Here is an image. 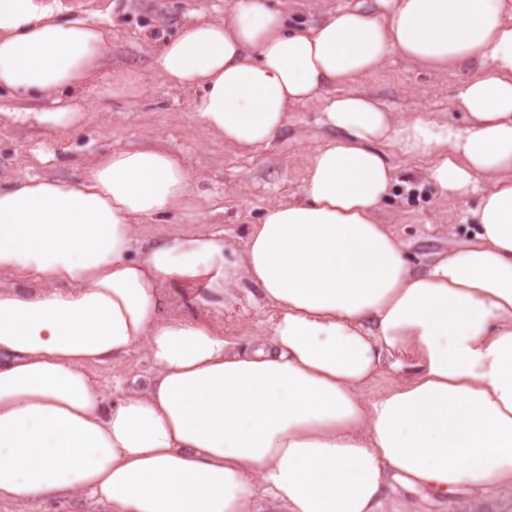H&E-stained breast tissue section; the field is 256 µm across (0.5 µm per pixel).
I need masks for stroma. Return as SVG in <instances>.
I'll return each mask as SVG.
<instances>
[{
  "label": "stroma",
  "instance_id": "obj_1",
  "mask_svg": "<svg viewBox=\"0 0 512 512\" xmlns=\"http://www.w3.org/2000/svg\"><path fill=\"white\" fill-rule=\"evenodd\" d=\"M232 0H76L80 16L102 20L112 29V49L92 83L81 92L90 119L81 127L49 134L35 122L19 123L14 112H39L49 100L21 104L0 101V184L25 176L79 178L92 159L113 150L158 146L177 154L191 173L193 194L184 207L160 218L140 222V237L151 243L178 230L208 227L244 244L251 225L260 223L265 207L301 196L312 150L328 138L315 103L293 106L294 119L271 146L247 153L224 146L194 119L195 93L167 85L156 74L155 59L194 13L224 18ZM137 70L142 89L133 97L104 91L112 72ZM461 73L438 76L403 59H389L357 84L380 99L397 119L428 117L452 130L465 128L463 113L454 111L452 97ZM401 180L381 209L408 246L415 262L465 247L473 239L471 214L479 195L465 193L452 201L440 199L424 176L427 154L400 142L387 150ZM274 310L257 289H234L218 320L226 339L247 348L261 335ZM154 365L146 346H138L117 366L102 365L97 376L106 389L116 381L146 386ZM419 512H512V502L471 499L417 498Z\"/></svg>",
  "mask_w": 512,
  "mask_h": 512
}]
</instances>
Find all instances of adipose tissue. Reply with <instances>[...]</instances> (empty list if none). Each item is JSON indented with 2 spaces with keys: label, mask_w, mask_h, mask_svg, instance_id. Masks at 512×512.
Returning a JSON list of instances; mask_svg holds the SVG:
<instances>
[{
  "label": "adipose tissue",
  "mask_w": 512,
  "mask_h": 512,
  "mask_svg": "<svg viewBox=\"0 0 512 512\" xmlns=\"http://www.w3.org/2000/svg\"><path fill=\"white\" fill-rule=\"evenodd\" d=\"M61 0H0V96L52 97L50 131L110 53L101 21ZM445 73L464 131L396 122L356 82L391 56ZM196 89L225 144L269 146L314 102L333 139L298 201L266 207L244 247L201 229L138 248L141 219L189 194L175 155L134 148L76 181L0 185V504L87 494L109 512H381L386 490L512 496V0H340L315 23L267 0L195 14L155 61ZM433 155L439 196H481L470 246L415 268L377 213L399 182L381 144ZM258 288L275 311L238 351L169 317ZM146 344V390L107 394L93 366ZM392 384L366 397L376 376Z\"/></svg>",
  "instance_id": "obj_1"
}]
</instances>
